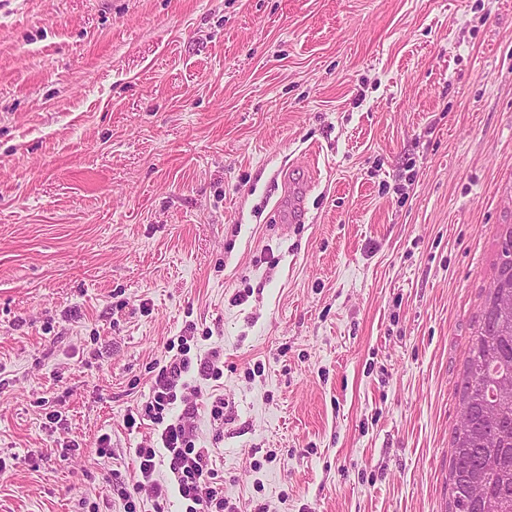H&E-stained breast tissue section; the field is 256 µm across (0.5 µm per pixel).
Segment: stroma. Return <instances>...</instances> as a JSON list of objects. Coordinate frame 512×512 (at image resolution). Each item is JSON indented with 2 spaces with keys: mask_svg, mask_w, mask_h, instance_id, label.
Wrapping results in <instances>:
<instances>
[{
  "mask_svg": "<svg viewBox=\"0 0 512 512\" xmlns=\"http://www.w3.org/2000/svg\"><path fill=\"white\" fill-rule=\"evenodd\" d=\"M510 224L512 0H0V512H178L180 336L235 512H448ZM194 336H180L177 339V353L162 366L155 378L151 394L144 407V416L159 426L156 444L136 449L140 479L133 485L134 492H148L157 501L166 502L170 488L155 479L156 458L162 448L169 460V469L174 478L182 508L180 512H224L229 508L223 495L209 485L215 477L209 450L196 448V429L187 419L194 413L193 397L198 396L195 386L182 381L189 373L192 359L189 356ZM182 381V382H181ZM183 403L182 414L173 418L171 411L177 402ZM192 404V405H191ZM193 411V412H191ZM171 415V416H170ZM170 416V417H169Z\"/></svg>",
  "mask_w": 512,
  "mask_h": 512,
  "instance_id": "1",
  "label": "stroma"
}]
</instances>
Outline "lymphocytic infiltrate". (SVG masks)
I'll return each mask as SVG.
<instances>
[{
  "label": "lymphocytic infiltrate",
  "mask_w": 512,
  "mask_h": 512,
  "mask_svg": "<svg viewBox=\"0 0 512 512\" xmlns=\"http://www.w3.org/2000/svg\"><path fill=\"white\" fill-rule=\"evenodd\" d=\"M177 342L176 354L160 368L144 407L145 416L160 426L161 431L155 444L136 450L140 477L133 489L148 492L158 500L167 499L170 492H177L183 512H225L226 501L211 486L215 470L209 451L196 446V429L189 421L192 399L198 391L184 380L194 366L205 377L221 378L224 370L220 366V353L211 351L196 365L190 357V337H178ZM179 403L183 404L184 410L180 415H173L172 410ZM162 453L169 460L174 478L170 486L154 477L156 458Z\"/></svg>",
  "instance_id": "obj_1"
}]
</instances>
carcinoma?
Masks as SVG:
<instances>
[{
  "mask_svg": "<svg viewBox=\"0 0 512 512\" xmlns=\"http://www.w3.org/2000/svg\"><path fill=\"white\" fill-rule=\"evenodd\" d=\"M501 263L480 308L466 359L449 467L448 512H512V312L498 308L512 288V225L500 235Z\"/></svg>",
  "mask_w": 512,
  "mask_h": 512,
  "instance_id": "obj_1",
  "label": "carcinoma"
}]
</instances>
